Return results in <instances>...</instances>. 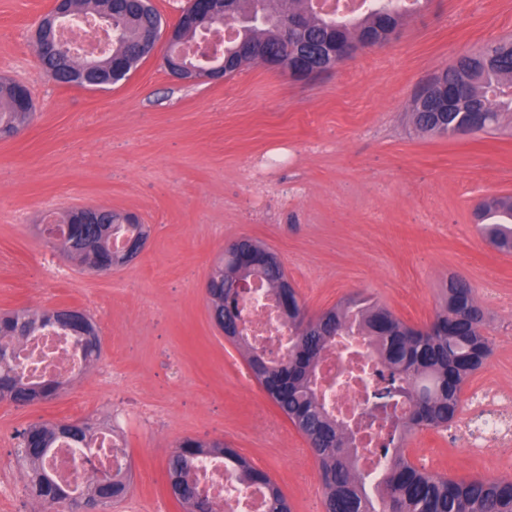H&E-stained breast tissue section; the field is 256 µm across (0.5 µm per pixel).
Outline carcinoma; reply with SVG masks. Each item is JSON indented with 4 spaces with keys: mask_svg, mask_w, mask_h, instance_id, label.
<instances>
[{
    "mask_svg": "<svg viewBox=\"0 0 512 512\" xmlns=\"http://www.w3.org/2000/svg\"><path fill=\"white\" fill-rule=\"evenodd\" d=\"M75 13L105 11L112 17L114 35L120 43L135 42L137 29L161 30L159 12L150 0H71ZM266 22L246 34V40L288 54L298 44L311 54L336 47L354 54L357 50L396 36L410 13L402 0H380L371 11L347 18L319 14L310 0H262ZM44 70L57 83L75 82L80 68L65 51L38 53ZM455 92V109L444 112L440 93ZM25 98L16 83H0V135L26 125L32 116L15 108ZM414 128L452 137L462 129L472 134H491L512 129V40H500L478 52L463 53L435 75L414 97L411 109ZM484 238L501 252L512 254V196H492L476 210ZM119 213L108 208L94 212L90 222L79 224L77 209L58 215L57 224H67L64 235L48 243L58 247L84 270L114 266L109 250L113 226ZM232 261L219 259L210 275L209 309L214 312L224 337L243 352L255 379L284 416L306 437L318 461L326 512H512V479L451 478L421 470L406 454V439L417 429H446L457 417L463 386L490 352L484 335L485 312L469 283L458 277L443 285L439 308L432 322L416 328L394 315L370 296H349L316 317L307 315L294 288L283 287L286 273L279 259L261 242L245 239ZM256 278L266 281L281 304L293 339L284 357L266 360L251 346L240 329L234 285ZM58 326L76 336L86 358H100L97 328L87 313L62 321L51 310L18 309L0 313V401L29 406L56 397L63 382H25L8 346L36 330ZM364 334L384 369L385 390L381 398L391 403L401 399L411 412L400 424V433L384 449L385 465L374 481L356 470L352 439L315 392V375L329 343L350 330ZM96 427L90 419L72 422H39L18 432L16 462L31 492L38 500L73 512L70 491L55 482L42 468V460L60 436L80 445ZM203 455L224 457V466L240 481L266 491V512H292L281 487L269 474L254 466L229 444L220 440H180L168 459L169 490L183 512H217L193 479ZM131 478L116 473L97 477L86 495L110 512L124 498Z\"/></svg>",
    "mask_w": 512,
    "mask_h": 512,
    "instance_id": "carcinoma-1",
    "label": "carcinoma"
}]
</instances>
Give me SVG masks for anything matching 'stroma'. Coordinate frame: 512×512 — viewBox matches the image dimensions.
Listing matches in <instances>:
<instances>
[{"mask_svg": "<svg viewBox=\"0 0 512 512\" xmlns=\"http://www.w3.org/2000/svg\"><path fill=\"white\" fill-rule=\"evenodd\" d=\"M53 0H0V77L25 84L33 115L0 137V311L71 305L102 336L92 370L58 398L0 401V512H32L15 466L17 430L111 414L132 457V487L112 512H182L167 462L185 437L221 440L282 488L293 512H325L305 437L215 326L203 292L214 260L243 238L275 252L310 315L368 295L407 323L430 322L439 288L462 275L485 305L491 354L463 392L512 389V254L474 212L512 195V135L414 130V95L464 51L512 37V0H430L397 39L308 81L261 62L218 83L183 84L163 47L103 90L62 86L34 38ZM106 207L150 228L145 251L95 276L36 232L45 212ZM410 459L455 478H498L479 454L423 429Z\"/></svg>", "mask_w": 512, "mask_h": 512, "instance_id": "1", "label": "stroma"}]
</instances>
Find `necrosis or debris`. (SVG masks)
<instances>
[{"instance_id":"1","label":"necrosis or debris","mask_w":512,"mask_h":512,"mask_svg":"<svg viewBox=\"0 0 512 512\" xmlns=\"http://www.w3.org/2000/svg\"><path fill=\"white\" fill-rule=\"evenodd\" d=\"M239 307L250 343L272 358L285 354L291 331L280 316L270 288L253 281ZM15 354L26 378L33 382L46 378L67 380L89 368L77 338L53 328L39 330L35 336L17 343ZM378 369V362L369 356L366 337L355 332L336 337L317 369L318 391L336 420L352 433L357 469L368 478L378 473L383 463L381 450L395 424L409 411L408 403L402 402L388 414H370L371 395L379 383ZM448 431L462 447L474 452L512 447V391L482 389L472 396L467 414L458 417ZM128 458L125 440L103 428L96 431L86 448L56 442L44 466L54 472L59 482L82 488L93 477L125 468ZM194 479L219 512H264L262 492L238 481L225 469L222 458H204Z\"/></svg>"}]
</instances>
